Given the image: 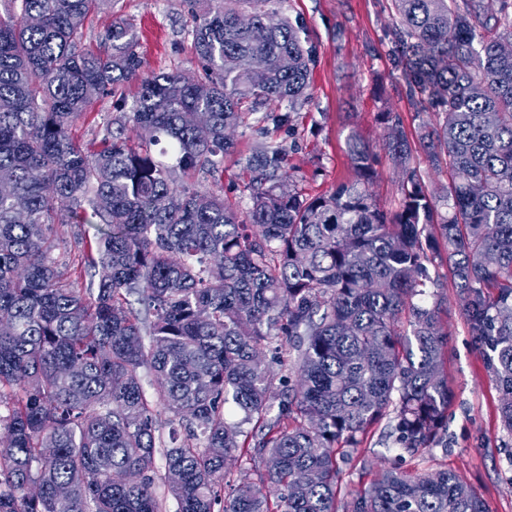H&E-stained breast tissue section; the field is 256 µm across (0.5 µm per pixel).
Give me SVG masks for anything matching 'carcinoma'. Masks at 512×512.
<instances>
[{
  "label": "carcinoma",
  "instance_id": "1",
  "mask_svg": "<svg viewBox=\"0 0 512 512\" xmlns=\"http://www.w3.org/2000/svg\"><path fill=\"white\" fill-rule=\"evenodd\" d=\"M105 2L0 4V512H162L158 479L178 512H336V447H358L391 413L415 457L447 424L448 295L414 302L442 248L512 435V0L495 13L483 0H392L391 55L416 110L435 117L420 140L450 172L441 194L385 111L397 210L368 192L372 152L352 134L356 180L328 195L287 187L283 144L257 147L244 212L177 175L218 170L235 149L226 130L269 101L288 112L264 119L290 122L310 87L298 29L265 25L270 0H183L203 74L145 76L122 19L107 53L83 48ZM134 78L127 112L116 92ZM102 96L120 115L91 152L73 131ZM130 123L150 138L131 143ZM73 218L98 225L87 259L101 275L83 291L54 257L56 225ZM237 452L258 480L231 476ZM351 512L489 509L452 471L391 467Z\"/></svg>",
  "mask_w": 512,
  "mask_h": 512
}]
</instances>
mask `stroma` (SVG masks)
Returning <instances> with one entry per match:
<instances>
[{"mask_svg":"<svg viewBox=\"0 0 512 512\" xmlns=\"http://www.w3.org/2000/svg\"><path fill=\"white\" fill-rule=\"evenodd\" d=\"M269 8L297 27L311 56L309 97L298 112L290 113L289 125L269 135L264 134L257 115L248 116L233 132L236 148L225 156L223 171L212 176L198 173L192 185L224 194L238 208H247L250 192L243 164L259 143L270 138L288 149L290 188L309 196L327 195L339 183L354 179L347 140L355 133L376 155V177L370 188L374 199L384 208L398 209L402 175L384 147L379 114L399 113L405 133L416 145L419 128L430 117L415 111L404 73L392 61L391 0H271ZM116 19L133 26L145 71L197 74L182 0H112L86 21L85 46L102 50L105 32ZM114 113L112 98L94 100L75 130L78 142L89 150L98 148ZM415 156L429 189L447 184V173L429 167L424 148L417 145ZM59 234L72 280L78 287H87L92 271L79 262L86 240L96 234L94 226L63 224ZM438 272V289L449 298L448 311L442 316L448 331L445 371L453 393L448 424L430 451L404 458L398 444L387 437L390 419L381 420L368 439L340 461L339 512H347L351 500L371 483L378 469L397 461L412 472L451 469L488 503L491 512H512V436L500 427L501 392L487 371L485 350L470 332L447 266H440Z\"/></svg>","mask_w":512,"mask_h":512,"instance_id":"1","label":"stroma"}]
</instances>
